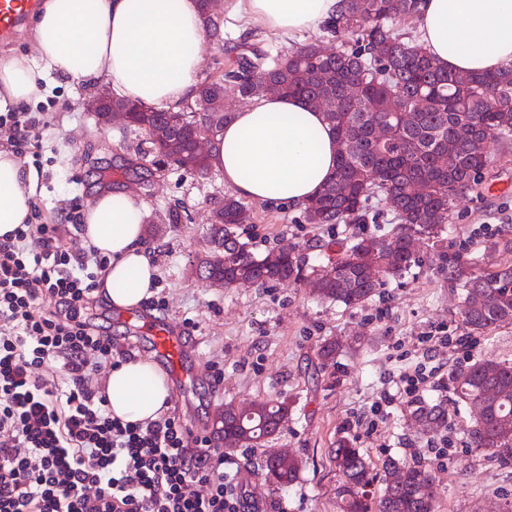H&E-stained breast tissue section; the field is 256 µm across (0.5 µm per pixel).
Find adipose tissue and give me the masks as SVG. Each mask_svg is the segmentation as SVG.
Listing matches in <instances>:
<instances>
[{
    "label": "adipose tissue",
    "mask_w": 512,
    "mask_h": 512,
    "mask_svg": "<svg viewBox=\"0 0 512 512\" xmlns=\"http://www.w3.org/2000/svg\"><path fill=\"white\" fill-rule=\"evenodd\" d=\"M250 21L291 38L315 31L340 0H235ZM423 48L461 76L512 62V0H421ZM207 37L200 0H45L33 19V53L0 59V110L28 102L39 82L93 85L105 80L123 98L170 107L193 96L199 49ZM214 168L237 197L299 209L336 168V138L322 112L268 94L241 108L210 145ZM38 177L19 156L0 151V237L25 223ZM148 210L132 194L100 190L81 227L84 241L111 263L96 293L116 309L148 299L157 269L144 244ZM107 406L122 421L157 420L169 387L150 360L116 366Z\"/></svg>",
    "instance_id": "obj_1"
}]
</instances>
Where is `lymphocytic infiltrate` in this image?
Listing matches in <instances>:
<instances>
[{"label":"lymphocytic infiltrate","instance_id":"lymphocytic-infiltrate-1","mask_svg":"<svg viewBox=\"0 0 512 512\" xmlns=\"http://www.w3.org/2000/svg\"><path fill=\"white\" fill-rule=\"evenodd\" d=\"M64 225L21 224L0 240V512H246L232 460L175 416H112L90 358L126 361L87 312L109 257L77 255ZM39 243L30 252L27 240ZM423 360L400 376L420 406L441 349L467 336L419 337ZM61 362L65 380L42 373Z\"/></svg>","mask_w":512,"mask_h":512}]
</instances>
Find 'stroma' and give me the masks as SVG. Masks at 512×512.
<instances>
[{"label": "stroma", "instance_id": "1", "mask_svg": "<svg viewBox=\"0 0 512 512\" xmlns=\"http://www.w3.org/2000/svg\"><path fill=\"white\" fill-rule=\"evenodd\" d=\"M312 41L329 51L338 46L320 30L287 39L228 11L223 41L209 39L200 48L198 76L217 78L232 69L244 45L274 56ZM93 94L83 85L39 84L23 106L38 119L33 133L17 141L1 125L0 150H13L38 176L30 223H60L70 213L85 212L98 179L146 204L145 245L158 271L155 301L142 304L132 319L100 300L93 304V320L104 333L131 343L135 358L155 357L143 320L169 322L185 336L197 378L187 393L171 386L168 415L209 436L213 416L224 407L287 400L288 423L266 447L230 452L235 478L259 512H337L339 474L329 450L343 436L352 439L375 472H382L389 459L406 469L430 470L438 491L435 512H491L512 501V465L470 448L465 434L470 411L456 402L450 387L431 393L417 410L398 403L379 416L371 409L385 392H397L401 373L421 361L416 348L421 333L464 334L460 290L448 280L449 258L469 261L476 274L502 262L490 244L512 239V138L489 143L491 163L479 184L455 199L453 222L438 248L419 242L424 258L419 267L388 280L363 306L351 308L316 298L311 272L325 258L314 243L347 245L390 233L397 219L389 204L370 202L364 222L319 228L305 223L301 211L249 202L252 220L241 225V241L258 256L294 249L306 275L263 286L211 283L196 269L210 250L209 200L228 192L221 172L201 179L158 157L139 155L143 136L122 117L103 129L85 112L83 102ZM175 212L180 221H172ZM326 339L348 346L332 371L320 368L316 357ZM486 354L512 360V324L477 337L468 356L443 352L439 359L452 370ZM442 435L448 449L439 459L427 443ZM269 450L301 459L293 488L276 491L266 482L261 461Z\"/></svg>", "mask_w": 512, "mask_h": 512}]
</instances>
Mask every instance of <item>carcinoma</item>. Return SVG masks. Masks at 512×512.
<instances>
[{"instance_id": "1", "label": "carcinoma", "mask_w": 512, "mask_h": 512, "mask_svg": "<svg viewBox=\"0 0 512 512\" xmlns=\"http://www.w3.org/2000/svg\"><path fill=\"white\" fill-rule=\"evenodd\" d=\"M214 0H201L211 37L222 38L224 19L212 11ZM418 14V0H341L336 17L326 23L327 32L353 36L345 50L327 52L309 43L268 65L264 55L247 47L235 67L221 78L198 84L201 98L215 102L224 94L229 79L243 98L262 95L261 85L271 83L281 94L302 100L322 111L338 143L334 175L303 208L308 224H354L364 220L367 203L382 197L395 210L401 224L387 235L364 237L321 267L322 300L347 307L363 305L372 298L379 282L363 267L378 266L384 275L399 278L418 264L416 241L437 243L448 231L455 198L478 183L489 164L487 143L512 136V63L494 72L457 75L438 63L420 44L406 41L395 32L397 23ZM117 106L130 112L128 125L150 133L163 124L164 113L152 105L117 99ZM214 116L187 112L190 133L211 130ZM381 125L393 135L381 139ZM456 149L452 166L442 161L448 143ZM150 151L176 168L201 178L209 175V158H200L188 138L162 142L149 139ZM419 185L427 192L419 194ZM215 211L210 228L212 250L200 261L205 276H221L230 286L239 279L271 283L303 276V265L288 250L255 255L237 238L235 225L250 219L247 206L224 195L210 198ZM448 280L462 288L460 314L469 334L482 335L512 323V260L496 270L476 275L460 259L448 261ZM342 345L326 339L317 356L324 367L336 364ZM458 399L468 405L480 402L483 412L467 426L470 447L503 464H512V363L483 356L451 376ZM284 401L252 404L224 417V431L242 436L245 447H255V438L278 435L288 422ZM342 483L336 488L340 512H434L435 480L426 469L407 471L390 460L378 496L371 500L368 488L375 475L367 459L350 439L341 437L332 449ZM300 461L275 451L265 455V479L279 489L294 486Z\"/></svg>"}]
</instances>
